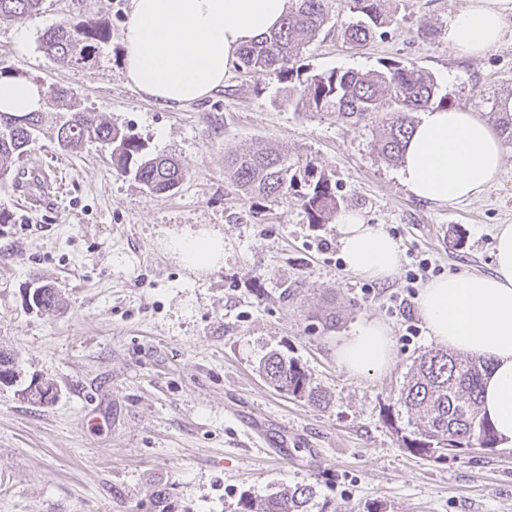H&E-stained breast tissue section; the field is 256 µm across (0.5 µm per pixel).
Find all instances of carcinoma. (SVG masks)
<instances>
[{"label":"carcinoma","instance_id":"1","mask_svg":"<svg viewBox=\"0 0 512 512\" xmlns=\"http://www.w3.org/2000/svg\"><path fill=\"white\" fill-rule=\"evenodd\" d=\"M387 2L349 0L357 20L342 23L341 36L351 48L365 47L376 30L390 21ZM40 3L0 0V21L31 14L39 10ZM329 9L330 0H291L280 27L244 46L237 67L266 72L280 81L293 77L301 70L297 63L305 47L329 22ZM108 38V28L99 19L66 18L42 34L41 49L63 65L85 66ZM54 95L65 111L52 119L43 111L21 116L0 112V186L12 179V162L26 156L46 129L63 150H73L88 140L100 143L110 150L117 172L132 176L151 194L170 193L183 182L185 171L177 160L150 154L140 138L81 107L68 89L58 87ZM288 101L302 112L334 114L338 120L355 124L374 123L380 131L379 154L389 162L402 159L415 113L448 106L447 98L437 96V83L430 73L401 62L371 73L330 70L310 74ZM494 119L498 134L512 144V114L496 112ZM224 174L252 209L267 199L292 193L307 211L310 223L322 224L340 207L336 183L311 163L295 167L288 155L274 146L225 158ZM31 291L38 292L35 307L45 311L59 308L55 288L41 284ZM485 370L484 361L446 349L430 350L414 361L398 401L419 421V427L415 437H402L404 447L438 460L459 450L462 438L468 445L475 441L483 448L495 447L497 434L481 415L478 400ZM260 371L281 392L313 405L326 401V395L311 385L308 374L293 358L273 353L260 364ZM313 495V486L296 485L260 499L244 496L241 503L243 512H308Z\"/></svg>","mask_w":512,"mask_h":512}]
</instances>
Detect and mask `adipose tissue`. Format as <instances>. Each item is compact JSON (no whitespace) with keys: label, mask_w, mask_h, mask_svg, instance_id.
<instances>
[{"label":"adipose tissue","mask_w":512,"mask_h":512,"mask_svg":"<svg viewBox=\"0 0 512 512\" xmlns=\"http://www.w3.org/2000/svg\"><path fill=\"white\" fill-rule=\"evenodd\" d=\"M290 0H133L125 30V73L139 91L165 107L199 100L224 84L239 50L279 24ZM506 0H464L444 31L456 54L477 59L506 38ZM33 82L0 78V112L40 110ZM504 159L501 137L478 114L461 108H430L415 124L399 169L401 183L417 198L448 204L479 197L496 181ZM339 244L348 270L384 281L401 265L397 242L381 225L364 223L352 210L339 214ZM495 266L489 274H451L427 282L418 307L428 336L448 350L485 359L489 365L481 410L500 445L512 447V224L494 232ZM170 248L186 267L207 271L224 260L216 232L173 236ZM350 375L384 372L393 363L387 327L361 324L336 349Z\"/></svg>","instance_id":"adipose-tissue-1"}]
</instances>
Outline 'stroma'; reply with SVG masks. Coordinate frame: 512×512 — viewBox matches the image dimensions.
<instances>
[{"label":"stroma","instance_id":"obj_1","mask_svg":"<svg viewBox=\"0 0 512 512\" xmlns=\"http://www.w3.org/2000/svg\"><path fill=\"white\" fill-rule=\"evenodd\" d=\"M463 0H391L392 22L360 50L339 36L347 0L303 55L299 76L362 73L402 62L432 73L449 106L489 118L512 96V40L479 60L443 37ZM131 0H43L40 11L0 23V70L45 91L65 87L83 107L130 129L152 154L186 171L170 195H153L112 166L94 141L61 150L42 136L16 171L38 167L43 204L0 188V352L17 377L0 384V512H241L240 498L311 484L308 512H512V448L472 445L445 460L403 448L415 426L398 393L417 357L434 349L417 303L399 311L407 273L430 259L439 275L494 266V229L512 224V144L500 178L470 201L415 198L399 164L379 158L372 124L295 111L288 86L229 68L224 85L177 108L160 106L124 77ZM105 20L110 39L88 66H61L40 48L64 18ZM431 25L437 34L418 37ZM272 143L314 161L336 183L343 209L382 225L402 252L392 279L348 271L335 219L310 223L295 196L250 208L224 177V157ZM214 231L224 261L200 273L179 263L171 234ZM58 290L63 308H30L26 290ZM335 314L336 325L324 324ZM390 331L395 361L349 375L336 348L364 321ZM297 359L316 407L268 385L270 351ZM48 381L53 397L28 399ZM287 434L291 453H266L252 425Z\"/></svg>","mask_w":512,"mask_h":512}]
</instances>
